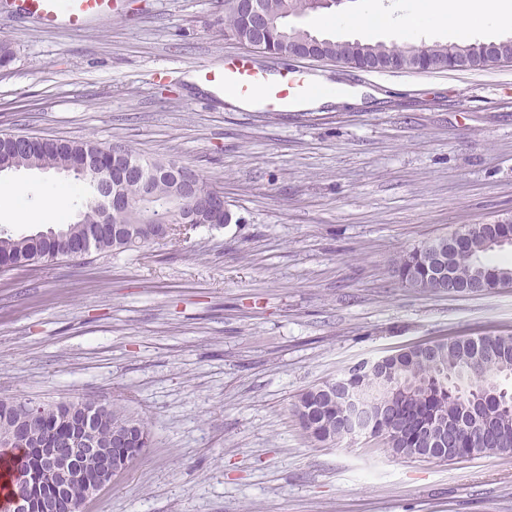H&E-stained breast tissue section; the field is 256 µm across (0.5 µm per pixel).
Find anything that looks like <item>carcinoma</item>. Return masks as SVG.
<instances>
[{
  "label": "carcinoma",
  "instance_id": "obj_1",
  "mask_svg": "<svg viewBox=\"0 0 512 512\" xmlns=\"http://www.w3.org/2000/svg\"><path fill=\"white\" fill-rule=\"evenodd\" d=\"M267 12L300 15L313 11L312 0H263ZM224 34L243 44L248 40V31L239 14L229 8L224 14ZM483 43L413 44L388 46L380 42L330 41L325 55L333 61H343L362 67L367 64L384 66L395 57L406 65L417 55L426 58L427 69L444 70L448 61L466 55L474 61L484 59ZM97 149L101 156L100 169L112 168V150H117L125 161L143 169L146 178L131 179L120 186L121 191L133 204L143 201L144 191L151 190L150 196L160 202L154 211L159 223L152 229L134 223L135 214L123 215L120 222L107 227L101 226L100 204L97 202L95 179L81 174L74 176L78 184L67 189L78 196L76 200V220L69 224H51L40 233L16 236L0 231V268L11 271L36 263H47L69 256L74 244H81L85 252L122 253L140 248L167 238L162 222L175 217L182 209L191 208L177 197L173 181L163 175L170 160L148 159L127 144L103 145L91 140H56L43 147L34 142L22 146L13 141V136L0 137V161L13 168L55 169L62 171L68 166L83 163L87 152ZM499 230L495 224H472L466 229V237L449 241L446 247L448 271L462 279L469 275L476 263L496 268L506 274L512 267L493 261L489 254L479 250L483 239ZM433 242H426L403 254L393 265L394 276L398 281L412 287L419 286L448 292L439 288L437 267L430 255ZM490 349L496 353L498 361L478 368L473 378H456L461 384L472 383L476 391L487 389L497 397L487 403L486 411L497 418L488 428L470 430L469 399L457 395L448 387L444 379L434 377L436 368L426 352L409 348L393 355L387 367L398 370L402 366L412 369L419 390L412 396L398 394L388 412L376 417L370 424V436L384 440L388 449L395 454L409 458L417 457L415 449L424 447L427 432L442 415L457 424V430L448 439L446 460L454 461L493 454L503 448H512V408H508L512 392L501 385V379L512 377V334L494 336L458 337L446 341L438 351L440 365L449 371L467 368L477 363L482 352ZM331 382L303 393L296 405V412L302 427L311 438L319 442H334L344 435L340 428L342 408L329 397ZM95 404L91 399L54 404H38L33 419L28 423L26 433L15 440L10 448H0V464L13 470L17 465L18 451H23L26 469L35 473L41 466L39 448L32 442L37 439L43 445L58 440L73 439L82 433V409ZM118 423L131 426L124 447L113 449L116 456L132 465L140 457V449L149 447L150 436L144 421L128 406L114 403L97 424V437L107 440L112 436V428Z\"/></svg>",
  "mask_w": 512,
  "mask_h": 512
}]
</instances>
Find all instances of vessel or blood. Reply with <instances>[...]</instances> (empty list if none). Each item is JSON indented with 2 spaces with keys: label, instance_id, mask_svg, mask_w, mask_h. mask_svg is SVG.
I'll return each instance as SVG.
<instances>
[{
  "label": "vessel or blood",
  "instance_id": "obj_1",
  "mask_svg": "<svg viewBox=\"0 0 512 512\" xmlns=\"http://www.w3.org/2000/svg\"><path fill=\"white\" fill-rule=\"evenodd\" d=\"M10 6L14 13L36 19L43 28L83 32L119 13L121 0H11ZM201 76L217 91L242 100L259 99L274 111L317 91L307 81L304 68L283 67L272 81L241 56L226 59L223 68L202 70Z\"/></svg>",
  "mask_w": 512,
  "mask_h": 512
}]
</instances>
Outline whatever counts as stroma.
Here are the masks:
<instances>
[{
    "label": "stroma",
    "mask_w": 512,
    "mask_h": 512,
    "mask_svg": "<svg viewBox=\"0 0 512 512\" xmlns=\"http://www.w3.org/2000/svg\"><path fill=\"white\" fill-rule=\"evenodd\" d=\"M226 0H122L83 32L0 14V135L125 143L171 157L224 194L230 224L179 242L0 272V398L128 405L152 444L82 512H512V453L452 462L383 443H322L294 412L346 367L431 339L512 333V288L448 296L401 285L405 250L512 216V63L363 71L359 103L236 108L188 85L250 49ZM289 17L333 40L392 29ZM512 37L472 23L459 41ZM424 26L415 43H448ZM56 170L0 173V191L53 204Z\"/></svg>",
    "instance_id": "stroma-1"
}]
</instances>
